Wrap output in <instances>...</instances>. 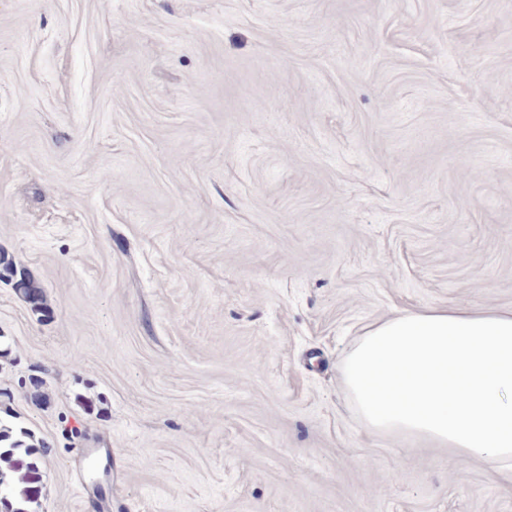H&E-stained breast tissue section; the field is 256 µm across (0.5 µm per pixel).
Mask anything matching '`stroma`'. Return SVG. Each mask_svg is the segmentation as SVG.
Instances as JSON below:
<instances>
[{"instance_id": "obj_1", "label": "stroma", "mask_w": 512, "mask_h": 512, "mask_svg": "<svg viewBox=\"0 0 512 512\" xmlns=\"http://www.w3.org/2000/svg\"><path fill=\"white\" fill-rule=\"evenodd\" d=\"M0 254L31 512H512L338 373L512 308V0H0ZM0 279H7L13 281L14 288H16L24 297V299L31 305L34 311H43V293L40 286H38L24 271L18 270L12 261H5V258H0Z\"/></svg>"}]
</instances>
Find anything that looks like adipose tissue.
<instances>
[{
	"label": "adipose tissue",
	"instance_id": "ef3b65f1",
	"mask_svg": "<svg viewBox=\"0 0 512 512\" xmlns=\"http://www.w3.org/2000/svg\"><path fill=\"white\" fill-rule=\"evenodd\" d=\"M341 377L358 420L512 470V309H398L367 325Z\"/></svg>",
	"mask_w": 512,
	"mask_h": 512
}]
</instances>
